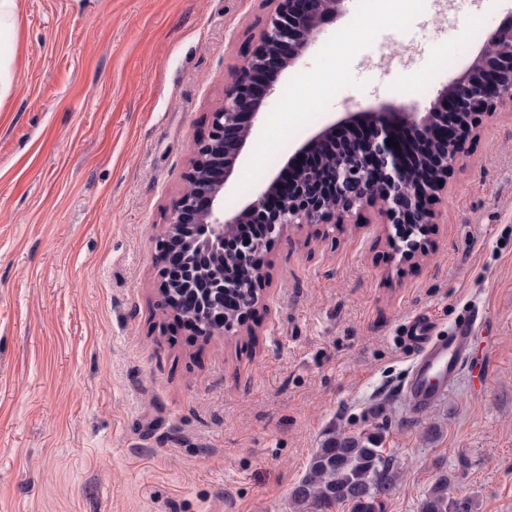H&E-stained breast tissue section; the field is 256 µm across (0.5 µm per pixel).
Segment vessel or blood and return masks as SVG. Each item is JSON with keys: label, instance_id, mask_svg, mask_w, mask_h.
Instances as JSON below:
<instances>
[{"label": "vessel or blood", "instance_id": "obj_1", "mask_svg": "<svg viewBox=\"0 0 512 512\" xmlns=\"http://www.w3.org/2000/svg\"><path fill=\"white\" fill-rule=\"evenodd\" d=\"M438 321L428 312L411 318L402 341L412 354L407 395L415 410L423 411L449 393L467 364L474 322L464 319L448 335L437 332Z\"/></svg>", "mask_w": 512, "mask_h": 512}]
</instances>
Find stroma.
<instances>
[{
	"mask_svg": "<svg viewBox=\"0 0 512 512\" xmlns=\"http://www.w3.org/2000/svg\"><path fill=\"white\" fill-rule=\"evenodd\" d=\"M510 8L423 6L419 53L383 72L362 53L404 29L405 4L365 31L372 0H347L266 100L225 212L343 113L426 111ZM270 11L20 0L0 104V512H292L327 434L367 430L400 485L383 512H419L443 475L475 512H512V109L460 142L425 256L400 261L365 209L276 243L251 331L196 338L162 305L155 239ZM425 310L443 336L475 319L479 371L418 414L401 338Z\"/></svg>",
	"mask_w": 512,
	"mask_h": 512,
	"instance_id": "1",
	"label": "stroma"
}]
</instances>
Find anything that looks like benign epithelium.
<instances>
[{"instance_id":"1","label":"benign epithelium","mask_w":512,"mask_h":512,"mask_svg":"<svg viewBox=\"0 0 512 512\" xmlns=\"http://www.w3.org/2000/svg\"><path fill=\"white\" fill-rule=\"evenodd\" d=\"M273 5L265 26L244 63L235 68L224 85V99L211 113L208 139L200 142L191 160L189 180L193 190L181 194L172 207L169 226L197 224L194 246L202 252L216 250L239 265L250 263L251 273L238 283L224 276V267L213 270L209 288L197 298L195 321L199 335L225 334L247 322L242 311L235 323L224 322V289L257 288L268 282V256L273 245L293 227L304 224H346L353 214L377 209L385 218L384 232L400 259L410 260L420 251L417 236L435 223L433 204L437 192L459 165V140L446 137L435 141L434 155L425 158L423 173L415 181L397 148L403 134L426 127L437 133L448 101L461 117L464 134L478 128L482 116L509 105L512 107V12L487 36L466 70L452 79L437 95L427 112L408 105H386L374 112H347L339 123H331L307 139L296 156L320 152L336 134V127L353 130L361 124L371 134L357 146L336 154L332 165L300 164L287 196L277 206L271 198L280 189V175L261 187L242 208L224 212V189L232 180L236 164L245 153L253 123L265 98L276 89L282 72L295 66L315 44L326 26L344 13L346 0H267ZM223 168L222 178L209 179L213 165ZM240 224H263V238L239 250L224 248L226 232Z\"/></svg>"}]
</instances>
